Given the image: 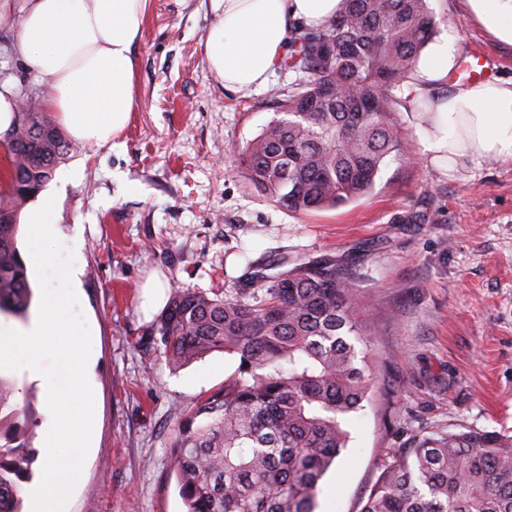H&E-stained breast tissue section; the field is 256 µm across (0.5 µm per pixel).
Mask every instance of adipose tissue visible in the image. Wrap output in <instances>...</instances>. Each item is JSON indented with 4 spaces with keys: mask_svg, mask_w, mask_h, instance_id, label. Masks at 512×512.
<instances>
[{
    "mask_svg": "<svg viewBox=\"0 0 512 512\" xmlns=\"http://www.w3.org/2000/svg\"><path fill=\"white\" fill-rule=\"evenodd\" d=\"M342 0H209L214 21L202 43L225 89L265 87L297 24L321 26ZM148 0H24L15 49L43 84L44 103L71 137L103 146L135 106L136 47ZM421 143L431 162H512V81L494 80L433 99Z\"/></svg>",
    "mask_w": 512,
    "mask_h": 512,
    "instance_id": "ef3b65f1",
    "label": "adipose tissue"
}]
</instances>
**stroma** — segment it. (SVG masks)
I'll return each mask as SVG.
<instances>
[{
  "label": "stroma",
  "instance_id": "stroma-1",
  "mask_svg": "<svg viewBox=\"0 0 512 512\" xmlns=\"http://www.w3.org/2000/svg\"><path fill=\"white\" fill-rule=\"evenodd\" d=\"M435 42L454 48L451 74L475 58L512 78V44L469 0H429ZM207 0H149L137 47V105L112 143L75 144L51 179L62 237H75L82 312L92 326L95 418L80 481L65 512H185L170 448L184 411L238 367L214 352L172 367L149 342L159 308L143 310L151 272L168 286L230 292L258 267L329 258L347 264L376 361L373 396L345 422L349 445L319 485L316 512H359L389 452L418 435L466 428L512 436V163L464 160L454 171L422 153L421 111L433 93L403 83L392 120L403 151L386 159L367 196L292 213L269 201L236 159L291 91L224 89L203 62ZM20 14L0 18V85L41 101L15 51ZM427 219L413 221L415 212ZM14 403L44 444V392L8 374Z\"/></svg>",
  "mask_w": 512,
  "mask_h": 512
}]
</instances>
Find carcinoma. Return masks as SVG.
I'll use <instances>...</instances> for the list:
<instances>
[{
    "instance_id": "obj_1",
    "label": "carcinoma",
    "mask_w": 512,
    "mask_h": 512,
    "mask_svg": "<svg viewBox=\"0 0 512 512\" xmlns=\"http://www.w3.org/2000/svg\"><path fill=\"white\" fill-rule=\"evenodd\" d=\"M340 14L297 26L282 62L295 91L247 144L258 191L294 213L368 195L400 151L390 120L436 27L429 0H342ZM0 217L18 219L73 149L52 115L16 113L4 132ZM19 224L0 223V313L31 302ZM260 268L250 288H172L150 331L179 367L219 351L238 359L224 386L178 424L170 456L186 512H315L319 483L348 447L346 419L373 392L351 270L334 260ZM0 376V512H21L32 478L31 420ZM360 512H512V439L465 429L415 437L382 466Z\"/></svg>"
}]
</instances>
